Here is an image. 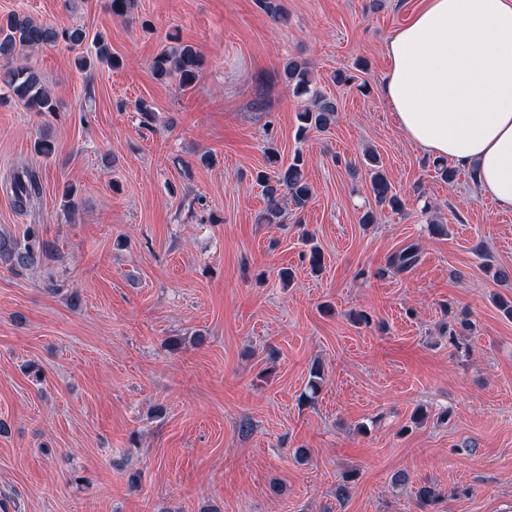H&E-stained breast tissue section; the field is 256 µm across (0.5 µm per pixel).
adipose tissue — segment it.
I'll list each match as a JSON object with an SVG mask.
<instances>
[{
    "label": "adipose tissue",
    "instance_id": "adipose-tissue-1",
    "mask_svg": "<svg viewBox=\"0 0 512 512\" xmlns=\"http://www.w3.org/2000/svg\"><path fill=\"white\" fill-rule=\"evenodd\" d=\"M387 54L382 95L406 136L512 209V0H427Z\"/></svg>",
    "mask_w": 512,
    "mask_h": 512
}]
</instances>
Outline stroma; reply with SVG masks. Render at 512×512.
Segmentation results:
<instances>
[{"label":"stroma","instance_id":"obj_1","mask_svg":"<svg viewBox=\"0 0 512 512\" xmlns=\"http://www.w3.org/2000/svg\"><path fill=\"white\" fill-rule=\"evenodd\" d=\"M282 3L284 24L259 0H137L129 21L108 0H0V17L88 35L30 56L56 112L0 107V181L31 165L38 137L55 147L32 207L0 192V233L37 224L54 247L38 268H0L7 512H418L426 481L444 493L435 512H512V319L496 305L512 285L490 273L512 267V211L469 170L446 184L381 94L386 45L423 0ZM172 31L206 62L185 91L150 68ZM99 32L126 66L78 69ZM292 57L338 111L302 139V102L283 78ZM340 70L367 92L336 83ZM269 142L281 162L302 154L314 190L280 224L259 221ZM368 147L406 208L376 210L366 227ZM433 219L447 235H429ZM305 231L323 255L317 276L301 259ZM411 244L419 262L387 271ZM51 275L63 291L46 290ZM361 309L370 326L350 320ZM462 309L475 330L461 351L438 327ZM317 361L324 380L301 403Z\"/></svg>","mask_w":512,"mask_h":512}]
</instances>
